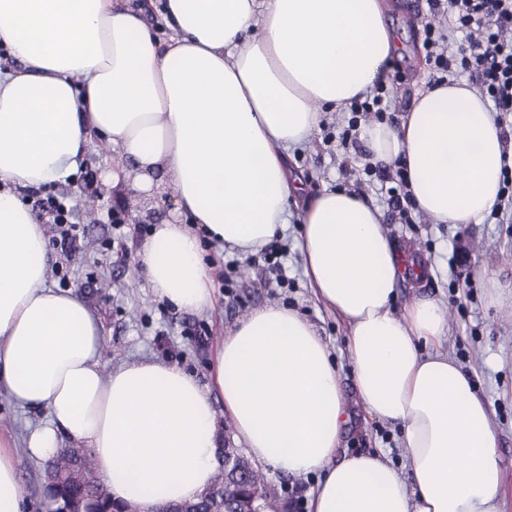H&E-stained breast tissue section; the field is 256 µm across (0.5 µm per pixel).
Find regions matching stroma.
Returning <instances> with one entry per match:
<instances>
[{
    "mask_svg": "<svg viewBox=\"0 0 512 512\" xmlns=\"http://www.w3.org/2000/svg\"><path fill=\"white\" fill-rule=\"evenodd\" d=\"M387 25L403 43L391 69H402L404 77L389 81L391 109L395 117L408 112L429 70L418 46L425 25L432 22L424 0H389ZM108 148L93 146L84 173L74 181L27 194L30 207L40 199L62 195L79 225L76 241L61 246L49 215H42L53 261L48 271L52 287L77 290L99 316L104 329L102 362L111 370L125 360L157 356L170 360L207 382L212 357L224 334L251 310L283 305L297 310L329 343L339 368L343 400L352 416L344 437L348 453L377 448L390 451L393 461L405 460L399 434L392 426L372 420L358 403L347 364L346 330L341 319L318 301L303 275V258L298 248L299 220L291 218L283 243L288 248L284 262L287 287L276 284L277 273L267 270L257 277L250 259L231 251H208L218 272L213 279L216 303L205 312L180 311L156 299L139 267L137 247L152 224L167 217L171 198L161 195L134 197L130 188L107 185L104 160ZM354 168H363L370 156L365 148L343 151L315 136L311 146L292 155L290 171L302 176L307 195L323 186L343 184L339 171L342 157ZM119 211L130 231L119 235L107 214ZM385 229L396 249L425 259L430 272L421 278H403L398 285L396 309L417 299H437L448 310L449 353L472 373L480 394L487 401L499 430L498 461L505 485L504 512H512V304H489L480 275L487 272L512 283V223L487 217L483 223L458 227L438 224L429 217L420 223L402 224L386 219ZM46 418L45 410H21L0 394V436L18 443L19 478L28 496L27 512H46L47 500L41 487L42 460L30 455L22 441L27 427Z\"/></svg>",
    "mask_w": 512,
    "mask_h": 512,
    "instance_id": "stroma-1",
    "label": "stroma"
}]
</instances>
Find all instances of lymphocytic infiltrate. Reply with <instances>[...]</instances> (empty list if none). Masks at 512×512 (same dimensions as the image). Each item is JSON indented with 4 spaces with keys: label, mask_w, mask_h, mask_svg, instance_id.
Here are the masks:
<instances>
[{
    "label": "lymphocytic infiltrate",
    "mask_w": 512,
    "mask_h": 512,
    "mask_svg": "<svg viewBox=\"0 0 512 512\" xmlns=\"http://www.w3.org/2000/svg\"><path fill=\"white\" fill-rule=\"evenodd\" d=\"M437 16L454 15L451 29L440 32L434 25L425 29V61L434 84H441L458 73H467L482 98L496 111L512 113V0H426ZM388 88L378 85L372 93L351 102L352 114L341 132V145L359 138L357 114L371 113L379 120L389 119ZM368 184H379L386 202L399 220H408L415 201L406 167L399 164H368L363 168Z\"/></svg>",
    "instance_id": "f902f5d3"
}]
</instances>
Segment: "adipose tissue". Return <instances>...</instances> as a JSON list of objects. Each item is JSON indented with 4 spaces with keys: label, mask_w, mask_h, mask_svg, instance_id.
<instances>
[{
    "label": "adipose tissue",
    "mask_w": 512,
    "mask_h": 512,
    "mask_svg": "<svg viewBox=\"0 0 512 512\" xmlns=\"http://www.w3.org/2000/svg\"><path fill=\"white\" fill-rule=\"evenodd\" d=\"M383 0H163L161 39L128 0H0V393L48 419L24 440L39 458L64 438L90 448L112 501L160 512L211 485L221 416L272 469L320 474L310 512H501L498 436L472 374L444 350L445 307L395 315L402 255L377 206L325 187L302 214L304 276L347 327L350 372L372 418L397 425L409 473L385 452L339 457L348 420L331 350L298 312L252 310L214 353L209 384L141 356L104 372L103 329L81 295L47 282L48 238L24 197L117 148L107 176L174 208L138 245L153 294L184 311L214 303L206 247L249 256L285 237L302 183L290 152L324 112L380 82L397 52ZM360 138L401 162L420 212L483 223L512 142L466 82L426 86L397 124ZM189 224H182V217ZM223 412H216L214 398ZM18 455L0 439V512H25Z\"/></svg>",
    "instance_id": "obj_1"
}]
</instances>
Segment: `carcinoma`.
Returning a JSON list of instances; mask_svg holds the SVG:
<instances>
[{
	"label": "carcinoma",
	"instance_id": "cac0c4a2",
	"mask_svg": "<svg viewBox=\"0 0 512 512\" xmlns=\"http://www.w3.org/2000/svg\"><path fill=\"white\" fill-rule=\"evenodd\" d=\"M223 465L218 467L207 492L188 506L197 512H252L272 496L264 476L252 459L236 447L232 437L224 436L220 449ZM93 464L91 451L81 446L62 449L48 460L43 491L54 506L81 504L83 512H121L112 504L104 483L86 478Z\"/></svg>",
	"mask_w": 512,
	"mask_h": 512
}]
</instances>
